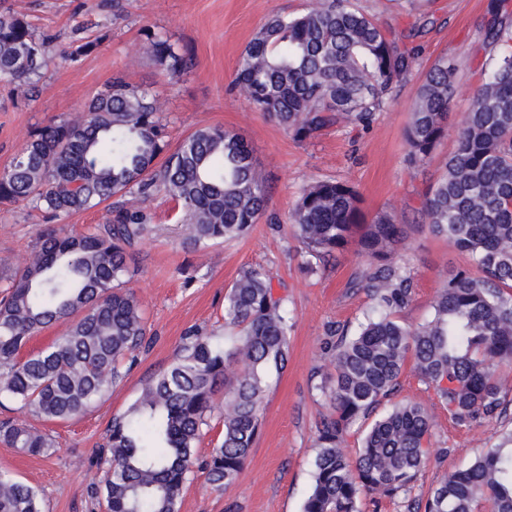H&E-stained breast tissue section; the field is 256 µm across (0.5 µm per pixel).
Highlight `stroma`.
I'll use <instances>...</instances> for the list:
<instances>
[{"mask_svg": "<svg viewBox=\"0 0 512 512\" xmlns=\"http://www.w3.org/2000/svg\"><path fill=\"white\" fill-rule=\"evenodd\" d=\"M0 0L24 15L37 36L50 37V63L27 87H0V168L9 163L35 128L74 118L111 77L119 75L149 91L169 125V143L195 130L221 126L242 136L266 178L269 205L249 233L198 251L183 248L184 226L176 203L164 192L122 197L124 206L149 217L150 230L133 249L134 273L128 281L141 301L152 347L112 393L87 415L69 422H45L56 444L50 456H32L0 445V469L37 488L45 512H103L93 491L102 484L96 461L107 443L114 415L123 413L142 387L175 359L185 332L198 327L222 336L224 289L245 269L260 266L286 295L294 315L290 360L270 381L261 433L238 481L213 489L204 473L185 487L180 512H301L310 486L309 462L316 426L328 406L318 395L316 371H330L322 351L330 325L354 334L374 306L350 281L367 265L350 249L319 274L302 272L301 247L287 222L301 190L325 179L348 181L359 192L367 216L395 214L407 224L400 259L413 272L416 295L399 314L416 326L429 318L432 302L448 271L469 260L444 238L431 234L419 213L420 198L457 148V126L468 112L471 93L492 60L480 52V26L487 0H416L414 14L396 0H355L365 13L409 27L415 15L429 23L414 38L418 57L412 75L398 87L370 129L330 127L310 141H296L282 127L253 111L231 89L239 59L256 31L273 14L303 12L308 0ZM82 28L93 51L72 62L70 35ZM162 32L177 50L194 55L195 66L168 79L152 59L146 30ZM455 74L448 130L433 158L411 163L404 132L421 79L436 62ZM39 210L26 204H0V274L23 267L37 247ZM400 399L424 404L433 417L430 461L415 494L426 497L446 476L468 467L495 441L512 414L471 428H454L413 368L402 376Z\"/></svg>", "mask_w": 512, "mask_h": 512, "instance_id": "35a3bbf8", "label": "stroma"}]
</instances>
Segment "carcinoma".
<instances>
[{"label":"carcinoma","mask_w":512,"mask_h":512,"mask_svg":"<svg viewBox=\"0 0 512 512\" xmlns=\"http://www.w3.org/2000/svg\"><path fill=\"white\" fill-rule=\"evenodd\" d=\"M405 38L353 0H310L305 11L275 15L259 29L234 88L298 141L333 125L366 129L414 69ZM146 39L169 77L192 65L162 35L148 31ZM47 41L24 16L0 12V85H32L46 64ZM481 48L494 66L421 206L431 233L477 272H451L427 321L411 328L398 317L413 301L415 278L397 260L406 231L396 215L367 219L354 187L328 179L303 188L287 217L309 274L356 244L368 266L352 287L375 301L357 334L331 328L323 342L334 373H317L315 389L330 412L317 429L301 512H361L364 500L381 498L405 512H512V428L422 504L412 491L430 459V414L401 401L372 417L401 391L409 362L454 426L508 416L498 368L512 366V0H488ZM454 92L453 69L435 63L406 128L411 162H427L445 136ZM158 112L147 92L113 77L77 118L36 129L0 169V203H31L46 219L32 259L0 277V399L26 415L0 422V443L9 448L48 453L52 436L31 420L83 416L123 381L145 345V313L123 278L148 231L147 215L115 205L105 223L84 232L55 221L118 194L159 188L178 204L185 244L195 249L245 236L267 207L265 179L242 137L206 127L171 151ZM292 320L264 269L240 273L224 292V340L188 332L170 366L112 418L98 459L105 476L94 490L106 512H179L197 468L216 489L238 480L260 434L269 380L288 365ZM57 323L67 328L49 346L25 352L32 337ZM369 418L350 459L344 438ZM217 426L214 448L199 457L198 445ZM0 512H43L40 492L1 469Z\"/></svg>","instance_id":"obj_1"}]
</instances>
